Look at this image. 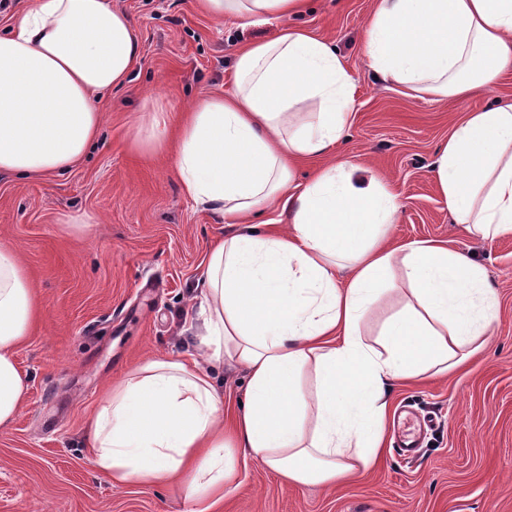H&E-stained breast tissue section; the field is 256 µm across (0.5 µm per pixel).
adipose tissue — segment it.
<instances>
[{"mask_svg":"<svg viewBox=\"0 0 512 512\" xmlns=\"http://www.w3.org/2000/svg\"><path fill=\"white\" fill-rule=\"evenodd\" d=\"M308 0H198L208 16L289 19ZM370 69L419 97L461 101L494 88L512 65V0H375ZM140 61L129 16L111 0H33L0 33V172L64 174L97 142L99 94ZM229 96L195 101L176 130L161 107L135 128L137 152L173 150L184 194L233 231L207 255L200 307L211 361L245 368L246 401L232 424L208 369L165 357L109 387L85 429L94 466L113 484L183 477L189 512H211L237 475L236 453L298 485L333 486L381 452L395 384L452 372L484 345L497 301L482 266L444 243L389 247L402 207L380 177L336 150L354 80L333 45L298 28L242 48ZM319 109L306 111L308 102ZM330 157L304 185L294 168ZM432 174L455 223L493 242L512 235V98L464 113ZM279 206L282 231L253 216ZM405 287L368 342L366 322ZM37 306L18 254L0 247V428L18 415L27 379L15 351ZM314 390H304L306 371Z\"/></svg>","mask_w":512,"mask_h":512,"instance_id":"ef3b65f1","label":"adipose tissue"}]
</instances>
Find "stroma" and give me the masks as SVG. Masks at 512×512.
<instances>
[{"label": "stroma", "instance_id": "1", "mask_svg": "<svg viewBox=\"0 0 512 512\" xmlns=\"http://www.w3.org/2000/svg\"><path fill=\"white\" fill-rule=\"evenodd\" d=\"M372 3L308 0L289 21L242 26L204 15L195 0H112L134 24L141 61L101 98L97 146L59 177L0 175V246L20 255L41 309L15 352L29 388L0 429V512H187L182 486H113L85 439L111 383L152 358L203 356L204 261L228 232L185 196L167 155L134 152L129 139L145 102L182 112L200 97L230 95L238 49L286 25L329 40L355 80L338 149L399 191L391 243L440 241L470 254L497 294L498 318L458 371L394 388L371 470L326 488L242 459L216 512H512V236L486 243L453 223L430 171L451 117L511 97L512 72L461 102L412 96L366 63ZM211 375L232 420L247 375L228 365ZM404 432L419 440L415 456L397 446Z\"/></svg>", "mask_w": 512, "mask_h": 512}]
</instances>
